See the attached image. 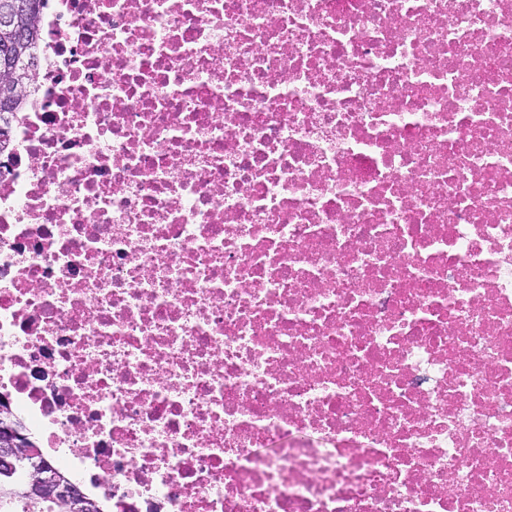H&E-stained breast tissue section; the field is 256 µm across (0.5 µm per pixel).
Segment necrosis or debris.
<instances>
[{"mask_svg":"<svg viewBox=\"0 0 512 512\" xmlns=\"http://www.w3.org/2000/svg\"><path fill=\"white\" fill-rule=\"evenodd\" d=\"M0 157V396L109 512H512V0H49Z\"/></svg>","mask_w":512,"mask_h":512,"instance_id":"1","label":"necrosis or debris"}]
</instances>
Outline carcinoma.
<instances>
[{"mask_svg":"<svg viewBox=\"0 0 512 512\" xmlns=\"http://www.w3.org/2000/svg\"><path fill=\"white\" fill-rule=\"evenodd\" d=\"M18 1L22 7L14 14L8 29L0 27V153L10 147L7 115L20 111L37 82L36 48L41 23V8L46 0ZM30 465L22 462L11 477H0V512H76L53 501L27 494Z\"/></svg>","mask_w":512,"mask_h":512,"instance_id":"carcinoma-1","label":"carcinoma"}]
</instances>
